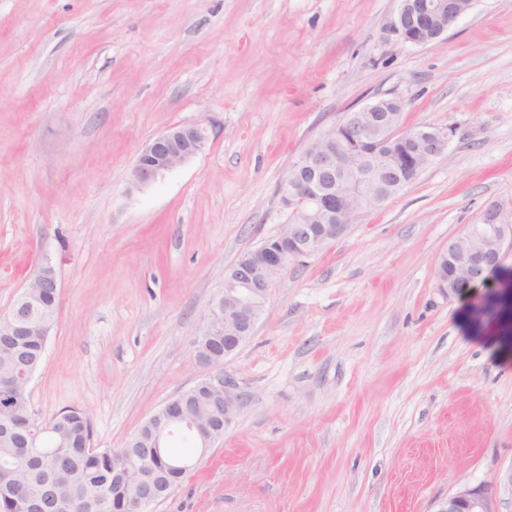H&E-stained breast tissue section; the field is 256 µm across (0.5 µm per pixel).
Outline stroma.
I'll list each match as a JSON object with an SVG mask.
<instances>
[{
	"label": "stroma",
	"mask_w": 512,
	"mask_h": 512,
	"mask_svg": "<svg viewBox=\"0 0 512 512\" xmlns=\"http://www.w3.org/2000/svg\"><path fill=\"white\" fill-rule=\"evenodd\" d=\"M399 0H0V316L51 261L58 314L28 406H79L122 448L217 373L245 393L148 512H435L512 467V250L448 298L449 240L512 214V0H475L425 46ZM455 127L386 205L271 290L221 367L194 358L224 276L287 219L308 145L375 98ZM203 121L207 148L133 191L142 147Z\"/></svg>",
	"instance_id": "35a3bbf8"
}]
</instances>
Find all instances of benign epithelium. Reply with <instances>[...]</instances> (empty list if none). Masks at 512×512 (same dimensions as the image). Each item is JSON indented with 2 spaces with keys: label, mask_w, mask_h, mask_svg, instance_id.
<instances>
[{
  "label": "benign epithelium",
  "mask_w": 512,
  "mask_h": 512,
  "mask_svg": "<svg viewBox=\"0 0 512 512\" xmlns=\"http://www.w3.org/2000/svg\"><path fill=\"white\" fill-rule=\"evenodd\" d=\"M474 0H400L388 32L406 43L424 46L444 35L467 15ZM404 101L380 97L349 112L332 129L312 141L284 179L283 204L289 222L243 265H234L224 277V289L212 300L201 336L224 337V357L233 355L253 335L265 310L271 288L289 266L320 253L348 234L352 224L370 209L386 204L392 196L374 189L383 175L400 177V171H422L443 153L451 140V127H423L412 134L399 128ZM210 131L198 121L177 124L147 143L140 151L131 173L130 186L141 189L180 167L208 145ZM373 145L379 150L368 166L358 150ZM512 249V217L490 207L479 228L450 240L441 254L436 288L444 296L457 295L456 288L473 289L486 283L505 250ZM59 291L55 269L45 264L42 273L29 280L19 297L26 308L12 315L7 335L29 332L31 312L27 307L38 299L37 289ZM212 404L224 408V419L214 422L190 409L182 396L168 401L150 418L156 448L176 426H184L204 442L224 433L241 409L245 394L237 382L222 374L207 381ZM157 475L151 469L136 474L140 493L128 500V512H144L152 504ZM497 490L488 485H462L440 501L435 512H497Z\"/></svg>",
  "instance_id": "obj_1"
}]
</instances>
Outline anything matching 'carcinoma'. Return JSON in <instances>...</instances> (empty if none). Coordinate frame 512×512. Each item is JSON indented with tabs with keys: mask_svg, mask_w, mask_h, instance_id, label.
Masks as SVG:
<instances>
[{
	"mask_svg": "<svg viewBox=\"0 0 512 512\" xmlns=\"http://www.w3.org/2000/svg\"><path fill=\"white\" fill-rule=\"evenodd\" d=\"M57 314V297L53 292L44 293L38 304L37 320L41 328L53 330ZM9 330L7 318L0 319V378H19L24 370L38 369L43 355L38 344H28L20 352L5 340L3 333ZM196 356L210 362L222 363V350L211 346L209 337L197 336L193 342ZM29 414L25 392L18 388L5 391L0 388V428ZM54 426L48 431L33 430L29 440V459L22 462L13 455V435L0 433V512H27L29 504L36 503L41 512H66L53 487V476L61 468L67 470L71 484L83 491L81 512H117L129 495L126 486L112 480V471L132 470L147 464L153 467L168 462L186 463L188 459L177 457L162 447H134L131 438L123 448L93 447V425L90 416L79 407H67L55 415ZM20 485L25 497L8 498V490Z\"/></svg>",
	"mask_w": 512,
	"mask_h": 512,
	"instance_id": "1",
	"label": "carcinoma"
}]
</instances>
